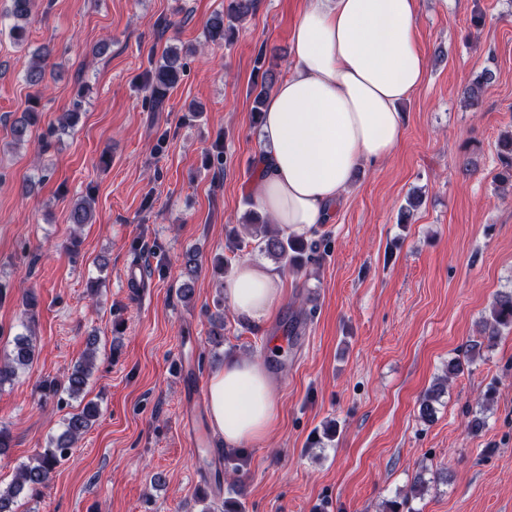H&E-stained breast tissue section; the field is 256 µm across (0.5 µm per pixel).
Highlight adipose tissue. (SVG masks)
<instances>
[{"label": "adipose tissue", "instance_id": "obj_1", "mask_svg": "<svg viewBox=\"0 0 512 512\" xmlns=\"http://www.w3.org/2000/svg\"><path fill=\"white\" fill-rule=\"evenodd\" d=\"M420 0H307L291 33L295 65L269 94L258 127L260 166L249 192L286 235L327 223L359 167L388 159L398 110L423 84ZM283 291L272 266L244 261L224 284L236 319L263 331ZM211 428L225 446L262 441L278 387L261 362L230 357L208 383Z\"/></svg>", "mask_w": 512, "mask_h": 512}]
</instances>
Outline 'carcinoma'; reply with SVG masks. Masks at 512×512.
Segmentation results:
<instances>
[{
	"label": "carcinoma",
	"instance_id": "obj_1",
	"mask_svg": "<svg viewBox=\"0 0 512 512\" xmlns=\"http://www.w3.org/2000/svg\"><path fill=\"white\" fill-rule=\"evenodd\" d=\"M35 0H11L10 16L14 19L11 26V35L16 40L25 38L29 16ZM256 5V0H224V11L213 14L206 23V38L215 43L222 44L234 31V24L241 22L250 15ZM52 49L43 45L39 48L36 61L29 67L24 75L26 84L41 91L47 78V67ZM185 63L175 48L164 51L157 60L149 59V66L145 69V87L149 92L148 103L151 111L158 112L163 109L169 91L178 84L184 72ZM493 73L486 69L476 78L468 90L469 106L475 107L484 92L485 87L491 83ZM80 104L63 112L57 119V126L53 133L62 135L69 133L74 119L78 114ZM39 122V113L24 112L17 118L12 126L13 139L17 143L25 141L33 133V128ZM499 167L493 177L495 190L504 195H512V133L500 137L496 145ZM93 200L82 197L76 200L69 213L70 223L81 226L92 223ZM249 223L253 224L252 237L257 240V247L281 266L289 271L297 272L305 264L307 244L304 239L297 236H284L280 231L269 229L268 221L256 211L251 212ZM512 327V290L502 291L495 297L487 317L485 318L484 340L486 347H491L497 339L500 330ZM208 342L213 348L224 346V314L217 313L210 317V330ZM97 337H89L88 353L84 360L78 362L68 372L63 381L54 379L44 380L40 384L46 395H56L63 391L69 398L77 399L85 394L91 374L94 347ZM36 350V337L31 334H20L13 340V348L5 358H0V385L12 381L18 373L24 371L33 361ZM443 391V386L435 384L427 388L420 398V417L425 421L433 418L435 407ZM99 415L98 404L89 401L84 407L72 413L64 423L63 432L50 442V446L27 464L20 465L13 481L5 487L0 486V512H16L15 503L22 493H29L33 497L41 494L52 474L60 463L71 454L74 445L92 426V421ZM201 512H242V505L235 498L228 496L221 503L209 501Z\"/></svg>",
	"mask_w": 512,
	"mask_h": 512
}]
</instances>
